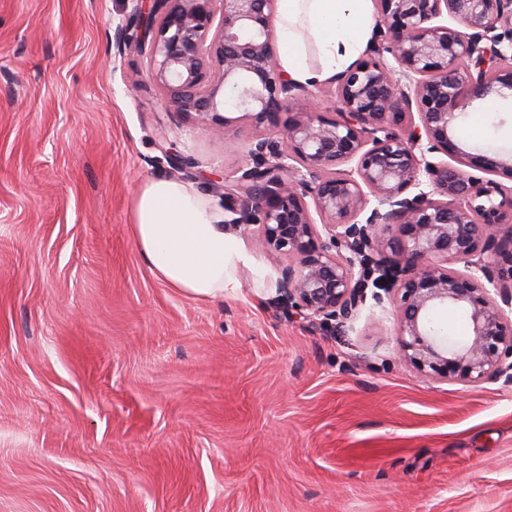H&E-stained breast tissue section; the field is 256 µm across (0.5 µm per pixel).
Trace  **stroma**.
I'll return each instance as SVG.
<instances>
[{
	"instance_id": "stroma-1",
	"label": "stroma",
	"mask_w": 512,
	"mask_h": 512,
	"mask_svg": "<svg viewBox=\"0 0 512 512\" xmlns=\"http://www.w3.org/2000/svg\"><path fill=\"white\" fill-rule=\"evenodd\" d=\"M131 0H0V512H512V387L421 376L393 312L353 332L268 284L184 295L129 233L164 140L216 202L247 156L118 54ZM120 68H113V59ZM451 135L512 154V101Z\"/></svg>"
}]
</instances>
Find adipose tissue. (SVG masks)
I'll list each match as a JSON object with an SVG mask.
<instances>
[{
  "label": "adipose tissue",
  "mask_w": 512,
  "mask_h": 512,
  "mask_svg": "<svg viewBox=\"0 0 512 512\" xmlns=\"http://www.w3.org/2000/svg\"><path fill=\"white\" fill-rule=\"evenodd\" d=\"M275 36L284 73L312 85L335 78L365 49L372 0H278ZM130 231L149 271L186 295L220 299L241 288L240 267L266 273L224 231V213L200 190L155 178L137 194Z\"/></svg>",
  "instance_id": "adipose-tissue-1"
}]
</instances>
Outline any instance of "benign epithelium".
<instances>
[{
	"label": "benign epithelium",
	"mask_w": 512,
	"mask_h": 512,
	"mask_svg": "<svg viewBox=\"0 0 512 512\" xmlns=\"http://www.w3.org/2000/svg\"><path fill=\"white\" fill-rule=\"evenodd\" d=\"M117 23L179 116L223 141L248 126V162L224 183V224L278 267L286 315L354 327L396 307L399 354L424 377L512 385V187L450 132L466 97L512 92V0H376L365 56L334 79L330 118L275 62L278 0H132ZM235 112L237 116H226ZM159 162L188 175L175 147ZM463 268L456 269L454 264ZM454 306L462 340L435 319Z\"/></svg>",
	"instance_id": "7a95c632"
}]
</instances>
